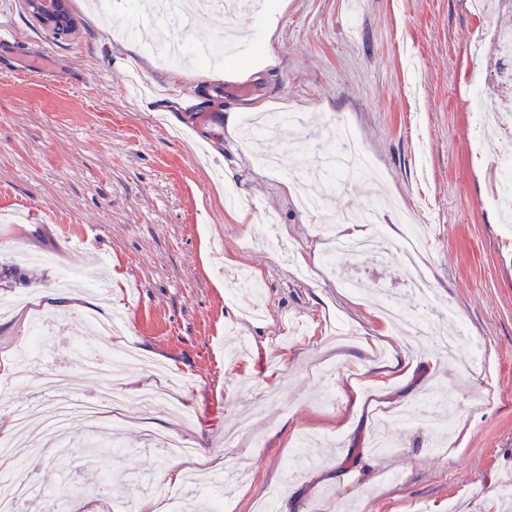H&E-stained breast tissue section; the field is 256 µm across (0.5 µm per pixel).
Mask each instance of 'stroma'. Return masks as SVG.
<instances>
[{"instance_id":"obj_1","label":"stroma","mask_w":512,"mask_h":512,"mask_svg":"<svg viewBox=\"0 0 512 512\" xmlns=\"http://www.w3.org/2000/svg\"><path fill=\"white\" fill-rule=\"evenodd\" d=\"M73 34L41 24L24 0H0V28L17 43L0 57V261L21 251L30 285L0 286V397L42 418L18 372L53 371L64 389L97 401L111 383L156 392L146 408L106 411L95 427L73 422L82 444L116 434L109 468L46 447L30 458L40 493L22 512H56L43 489L69 482L96 489L111 512H184L186 485L166 487L160 436L198 448L183 464L198 496L222 512H256L279 488L277 512H499L495 488L512 478V227L490 197L486 156L512 153V134L478 133L473 115L500 81L492 53L512 11L475 16L466 0H280L274 61L231 60L251 93H225L206 66L172 65L153 53L167 24L142 25L129 0L103 17L92 0H68ZM294 113L280 140L285 172L257 166L254 143L226 117L254 105ZM345 121L379 170L327 192L316 219L284 182L304 183L326 162L325 128ZM234 188L251 200L245 220L226 205ZM375 208L368 234L402 241L410 213L422 245L416 268L427 296L405 281L399 257L364 255L328 272L336 243L317 225ZM83 270L78 292L94 313L121 319L112 352L134 349L165 367L155 375L113 365L83 374L84 346L101 347L83 310L56 281ZM250 270L261 291L231 288ZM359 275L361 292L342 276ZM425 315L433 333L453 321L464 338L453 362L395 332L381 305ZM47 352L19 367L35 324ZM429 408L450 417L444 447L433 427L391 426L395 445L371 446L381 413ZM7 410V412H8ZM0 412V430L9 423ZM245 462L250 476L211 492L207 482Z\"/></svg>"}]
</instances>
